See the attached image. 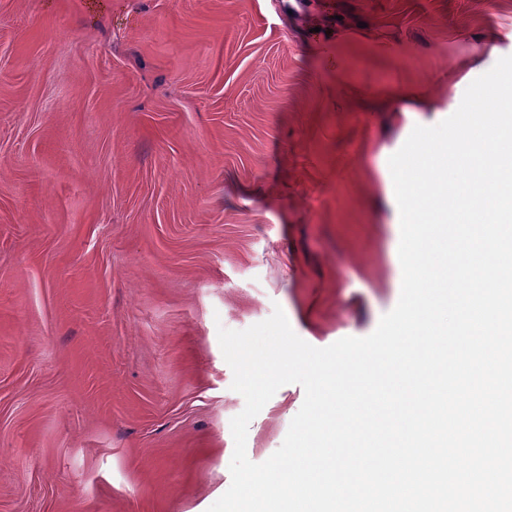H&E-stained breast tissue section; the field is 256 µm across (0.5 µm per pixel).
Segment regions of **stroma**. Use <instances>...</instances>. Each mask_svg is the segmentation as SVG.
<instances>
[{"instance_id":"1","label":"stroma","mask_w":512,"mask_h":512,"mask_svg":"<svg viewBox=\"0 0 512 512\" xmlns=\"http://www.w3.org/2000/svg\"><path fill=\"white\" fill-rule=\"evenodd\" d=\"M508 55L512 0H0V512H207L219 328L278 306L324 348L399 300L404 138L355 99L446 118Z\"/></svg>"}]
</instances>
